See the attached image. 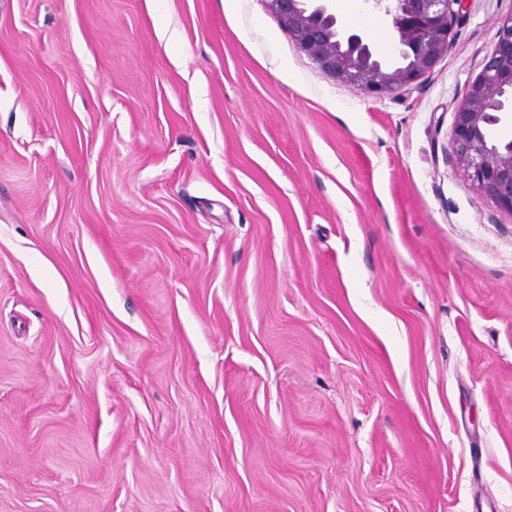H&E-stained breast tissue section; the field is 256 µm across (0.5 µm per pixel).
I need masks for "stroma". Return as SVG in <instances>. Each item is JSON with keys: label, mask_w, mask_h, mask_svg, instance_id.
<instances>
[{"label": "stroma", "mask_w": 512, "mask_h": 512, "mask_svg": "<svg viewBox=\"0 0 512 512\" xmlns=\"http://www.w3.org/2000/svg\"><path fill=\"white\" fill-rule=\"evenodd\" d=\"M511 16L374 96L263 0H0V512H512V215L452 159Z\"/></svg>", "instance_id": "1"}]
</instances>
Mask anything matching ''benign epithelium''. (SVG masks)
Returning <instances> with one entry per match:
<instances>
[{
	"instance_id": "1",
	"label": "benign epithelium",
	"mask_w": 512,
	"mask_h": 512,
	"mask_svg": "<svg viewBox=\"0 0 512 512\" xmlns=\"http://www.w3.org/2000/svg\"><path fill=\"white\" fill-rule=\"evenodd\" d=\"M294 46L326 75L369 94L394 93L418 83L448 52L464 0H374L392 17L402 64L388 67L370 43L346 29L329 0H263ZM512 117V17L497 31L494 49L455 112L456 165L498 209L512 215V139L494 141L489 129Z\"/></svg>"
}]
</instances>
